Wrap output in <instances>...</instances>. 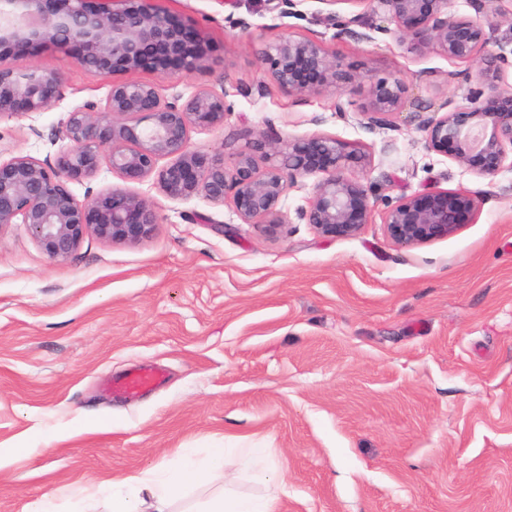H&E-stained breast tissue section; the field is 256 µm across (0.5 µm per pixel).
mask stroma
<instances>
[{
	"label": "stroma",
	"mask_w": 512,
	"mask_h": 512,
	"mask_svg": "<svg viewBox=\"0 0 512 512\" xmlns=\"http://www.w3.org/2000/svg\"><path fill=\"white\" fill-rule=\"evenodd\" d=\"M203 27L210 66L190 74L144 68L134 81L162 95L227 89L218 128L197 127L192 149L225 159L256 131L279 144L313 134L361 144L375 206L353 237H323L296 221L314 177L281 208L280 238L240 223L231 204L173 200L153 180L101 165L71 183L77 199L112 188L153 200L160 222L139 243L87 237L51 261L25 225L0 232V512H107L80 503L86 480L124 477L174 448H267L284 473L281 512H512V169L479 176L427 149L416 107L462 92L449 74L474 63L407 53L395 37L336 38L323 18L346 0H303L302 18L264 0H157ZM337 50L360 74L408 87L394 128H367L365 87L347 118L330 96L289 97L263 55L286 35ZM19 70L65 80L49 111L0 116V160L64 149L51 135L68 111L104 105L107 79L69 55L23 50ZM482 192L477 215L452 235L402 247L388 236V201L430 186ZM156 362L165 383L140 399L112 398L104 377Z\"/></svg>",
	"instance_id": "stroma-1"
}]
</instances>
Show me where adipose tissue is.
Returning a JSON list of instances; mask_svg holds the SVG:
<instances>
[{
    "label": "adipose tissue",
    "mask_w": 512,
    "mask_h": 512,
    "mask_svg": "<svg viewBox=\"0 0 512 512\" xmlns=\"http://www.w3.org/2000/svg\"><path fill=\"white\" fill-rule=\"evenodd\" d=\"M224 455V449L213 448L206 460L196 464L188 461L186 449L181 448L171 464L115 479L108 512H172L177 500L202 486L213 489L205 512H280L275 491L243 495L234 490V478L224 475Z\"/></svg>",
    "instance_id": "1"
}]
</instances>
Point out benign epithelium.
I'll return each mask as SVG.
<instances>
[{
    "label": "benign epithelium",
    "instance_id": "7a95c632",
    "mask_svg": "<svg viewBox=\"0 0 512 512\" xmlns=\"http://www.w3.org/2000/svg\"><path fill=\"white\" fill-rule=\"evenodd\" d=\"M384 8L389 26L368 22L371 2ZM282 17L302 16L297 0H265ZM364 10L325 20L336 36H371L353 27L378 29L395 36L416 56L435 53L450 60L477 61L459 85L466 105L432 112L419 120L429 150L486 177L495 176L508 162L512 148V94L499 82L508 57L494 47L481 24L449 11L450 0H344ZM49 46L75 57L86 70L110 80L104 107L86 102L68 112L54 139L70 147L43 160L18 154L0 162V232L21 222L52 261L75 255L85 237L137 243L157 224L156 204L136 193L114 188L80 201L69 183L89 180L107 163L112 172L130 180L154 179L170 199L197 195L215 205L231 200L243 224H255L276 239L287 221L282 199L298 179L319 175L299 220L323 237L355 236L370 221V167L362 145L329 135L293 139L283 147L259 132L236 153L232 166L224 154L206 158L191 149L190 131L196 126L219 127L230 111L226 91L201 88L184 96L162 97L151 83L116 80L118 72L145 68V59L165 55L177 70L192 73L208 66L203 50L206 36L189 30L154 0H0V46ZM265 60L278 86L302 100L326 94L334 98L337 114H347L342 97L360 76L334 51L311 38L284 36L269 46ZM319 74L315 82L297 79L300 67ZM57 73L37 68L18 72L0 54V116L47 112L63 96ZM407 87L400 79L370 83L360 113L371 127L393 126L404 107ZM168 160L164 166L162 160ZM477 191L432 188L424 194L402 195L388 206L383 224L390 239L405 247L445 238L477 214L484 204Z\"/></svg>",
    "mask_w": 512,
    "mask_h": 512
}]
</instances>
